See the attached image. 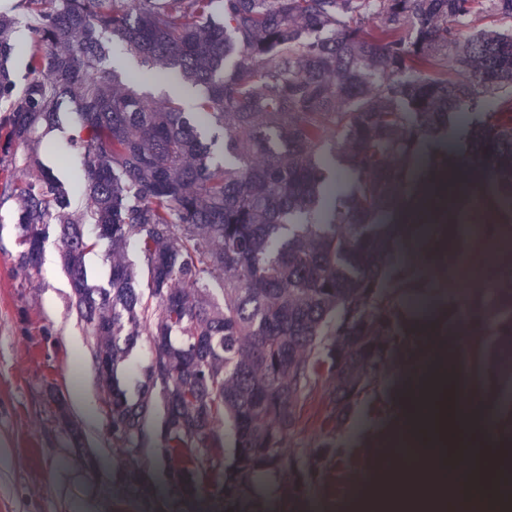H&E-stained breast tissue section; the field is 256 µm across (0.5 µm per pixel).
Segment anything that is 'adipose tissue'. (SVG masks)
<instances>
[{
  "label": "adipose tissue",
  "instance_id": "1",
  "mask_svg": "<svg viewBox=\"0 0 512 512\" xmlns=\"http://www.w3.org/2000/svg\"><path fill=\"white\" fill-rule=\"evenodd\" d=\"M460 390V372L434 354L403 403L401 429L424 445L421 465L366 479L357 512H486L482 493L512 467V448L487 426L485 411L462 407ZM450 457L459 460L465 484L441 467Z\"/></svg>",
  "mask_w": 512,
  "mask_h": 512
}]
</instances>
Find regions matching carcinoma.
<instances>
[{"mask_svg": "<svg viewBox=\"0 0 512 512\" xmlns=\"http://www.w3.org/2000/svg\"><path fill=\"white\" fill-rule=\"evenodd\" d=\"M485 4L512 19V0H18L30 34L22 83L18 19L0 15V195L19 202L15 265L39 274L58 226L77 314L106 363L112 439L138 447L161 406L183 493L198 483L194 451L223 419L235 448L209 463L225 512L277 496L295 468L286 443L299 405L323 378L313 476L385 372L422 351L431 322L463 329L489 395L512 404V34L461 37ZM129 55L190 97L149 100L148 78L109 67ZM69 99L82 213L51 172L22 177ZM440 132L436 154L424 152ZM451 166L490 175L491 191L453 216L502 247L485 286H474V254L451 268L462 294L423 273L445 227L431 228L418 263L393 234L398 193ZM87 222L109 231L90 238ZM102 242L133 246L140 268L115 262L109 287L94 289L84 257ZM143 334L152 356L132 386L123 366ZM53 401L79 437L65 400ZM27 39L28 31L25 25V21L20 17L19 24H17L14 33V41L16 44L19 45L20 49L19 51H17L13 59V68L20 80H22L27 75V55L24 50V46L27 43Z\"/></svg>", "mask_w": 512, "mask_h": 512, "instance_id": "obj_1", "label": "carcinoma"}]
</instances>
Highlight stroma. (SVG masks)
I'll list each match as a JSON object with an SVG mask.
<instances>
[{
    "instance_id": "1",
    "label": "stroma",
    "mask_w": 512,
    "mask_h": 512,
    "mask_svg": "<svg viewBox=\"0 0 512 512\" xmlns=\"http://www.w3.org/2000/svg\"><path fill=\"white\" fill-rule=\"evenodd\" d=\"M68 130L44 134L39 152L65 178L80 159L69 154ZM17 202L0 197V512H209L219 473L200 449V486L191 496L172 483L173 460L162 455L160 418L144 428L149 439L136 464L108 432L93 361L95 339L75 311L74 297L48 236L41 272L28 278L15 268ZM401 369H390L376 401L360 405L337 437L336 454L300 498L263 500L261 512H322L327 496L354 498L366 473L384 471L394 445L401 398ZM327 388L317 380L303 406L289 447L303 449L321 438L314 412ZM62 396L81 431L73 440L55 415Z\"/></svg>"
}]
</instances>
